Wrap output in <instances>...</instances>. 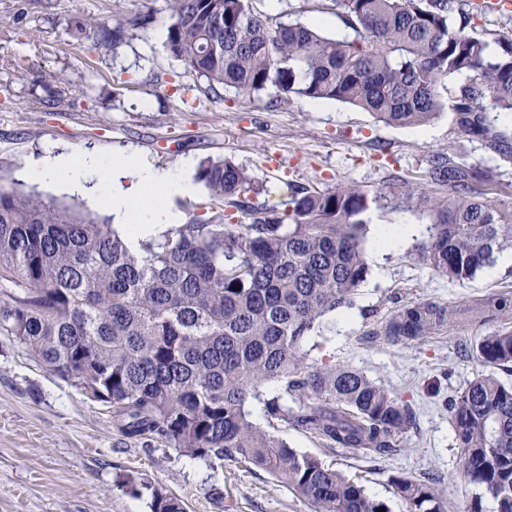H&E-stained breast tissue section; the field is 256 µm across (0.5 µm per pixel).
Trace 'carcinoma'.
I'll use <instances>...</instances> for the list:
<instances>
[{"instance_id": "obj_1", "label": "carcinoma", "mask_w": 512, "mask_h": 512, "mask_svg": "<svg viewBox=\"0 0 512 512\" xmlns=\"http://www.w3.org/2000/svg\"><path fill=\"white\" fill-rule=\"evenodd\" d=\"M347 34L332 37L252 0H170L171 57L208 89L251 96L270 87L292 96L358 107L396 127L425 125L449 111L492 166L460 151L429 159L438 194L407 192L397 207L432 216L418 257L463 282L512 248V202L485 187L512 166V37L471 34V0H334ZM139 15L109 27L85 18L78 43L112 54ZM497 45L490 52V43ZM208 199L188 224L131 250L110 224L40 196L0 187V334L14 338L52 374L112 408L128 439L151 437L212 467L253 465L296 491L311 512H390L389 506L308 453L255 424L292 426L329 449L378 463L397 451L415 412L384 386L331 360L307 362L304 344L323 319L351 304L365 281L362 215L380 196L355 183L326 189L290 184L288 208L247 204L260 193L224 158L200 162ZM251 216L224 223V205ZM486 311L512 315L503 293L473 305L419 303L384 325L390 339H419ZM472 354L487 367L449 400L463 471L512 512V385L494 369L512 365V329L480 337ZM278 385L267 397L266 387ZM406 512H447L432 482L391 477ZM152 512H184L159 489Z\"/></svg>"}]
</instances>
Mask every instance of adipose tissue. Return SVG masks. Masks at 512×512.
<instances>
[{
    "label": "adipose tissue",
    "mask_w": 512,
    "mask_h": 512,
    "mask_svg": "<svg viewBox=\"0 0 512 512\" xmlns=\"http://www.w3.org/2000/svg\"><path fill=\"white\" fill-rule=\"evenodd\" d=\"M191 167L187 161L176 170L160 169L132 153L110 160L89 154L77 159L48 145L29 159L24 174L31 181L67 191L85 190L87 181L95 180L97 198L113 226L135 244L181 224L182 216L170 200L192 192Z\"/></svg>",
    "instance_id": "obj_1"
}]
</instances>
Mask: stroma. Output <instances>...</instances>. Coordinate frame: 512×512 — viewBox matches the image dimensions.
Segmentation results:
<instances>
[{
    "instance_id": "35a3bbf8",
    "label": "stroma",
    "mask_w": 512,
    "mask_h": 512,
    "mask_svg": "<svg viewBox=\"0 0 512 512\" xmlns=\"http://www.w3.org/2000/svg\"><path fill=\"white\" fill-rule=\"evenodd\" d=\"M279 9L303 22L322 18L328 35L345 32L333 0H280ZM141 12L149 13V23L115 56L85 50L69 34V24L88 16L113 25ZM169 24V0H0V187L102 214L91 194L22 177L30 157L51 142L75 156L134 152L162 168L224 157L260 186L258 203L280 210L292 182L321 188L355 182L381 193L363 242L367 277L352 306L327 316L306 348L311 357L353 367L391 390L413 406L417 425L400 451L378 465L325 451L295 428L279 435L290 448L359 480L390 512H406L389 482L397 474L433 479L450 512H466L477 496L482 512H495L494 499L464 475L448 401L483 370L471 355L476 339L512 328V318L458 323L415 340L372 333L407 304L453 306L512 292V265H491L453 282L419 261L413 250L431 218L395 207L405 190L434 192L429 156L461 149L469 162L484 164L486 151L463 138L446 113L423 127H393L345 103L284 101L273 88L250 97L203 93L183 103L178 85L204 80L170 56ZM17 58L24 70L14 67ZM64 79L72 86L61 99ZM385 224H409L415 232L383 251L376 237ZM125 474L136 486L122 483ZM156 488L180 498L185 512H310L306 500L262 469L230 461L210 468L154 439L125 438L113 427L110 408L0 335V512H151Z\"/></svg>"
}]
</instances>
